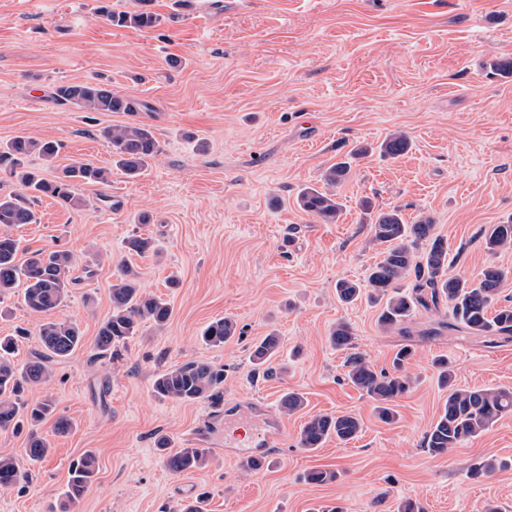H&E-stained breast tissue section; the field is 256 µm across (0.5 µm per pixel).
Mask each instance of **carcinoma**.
Instances as JSON below:
<instances>
[{
  "instance_id": "carcinoma-1",
  "label": "carcinoma",
  "mask_w": 512,
  "mask_h": 512,
  "mask_svg": "<svg viewBox=\"0 0 512 512\" xmlns=\"http://www.w3.org/2000/svg\"><path fill=\"white\" fill-rule=\"evenodd\" d=\"M141 8L116 12L108 0H99L96 14L111 25L143 28L158 23V17L147 9L151 0H139ZM55 99L84 107L89 112H139L145 104L112 92L94 79L56 86ZM112 147V161L126 177L134 178L146 168L159 152L158 141L145 125L114 126L105 130ZM410 143L401 133L388 135L380 144L383 155L397 158L408 152ZM60 151L53 140H35L18 136L0 144V169L18 177L26 190L24 194L0 196V294L24 286L23 302L35 312L44 313L64 306L69 288L75 283L72 273L76 260L68 251L46 253L35 250L23 262L17 261L19 244L8 232L17 224L37 222L33 200L51 197L65 206H80L83 200L75 189L84 184L101 182L105 169L90 161H74L48 180L39 173L25 169V159L37 154L47 162L54 161ZM350 175V163L340 161L330 165L322 176L323 187L307 186L296 197L304 212L325 223L338 220L342 203L337 201L335 188ZM374 238L386 245L382 259L368 276V297L376 302L385 300L378 315L379 326L385 331L408 333L406 322L417 309L428 311L448 305V321L439 325L452 330L463 329L473 336L495 342L512 338V305H503L489 312L496 301L505 278L497 267L484 268L477 277L467 279L449 271L448 246L434 235V224L429 218L413 224L404 222L401 212L394 208L381 212L372 224ZM483 244L489 252L512 246V222L491 224L484 229ZM427 242L422 256L414 248ZM129 249L139 255L155 252V240L141 235L128 240ZM415 282L411 292L405 293L399 282L409 274ZM338 298L352 303L360 298L362 289L351 282H341L336 288ZM112 315L100 326L94 340L96 355L103 357L112 348L136 335L144 323L157 327L167 324L172 309L160 298L145 294L136 283V274L123 265L116 284L112 287ZM240 334L237 323L224 317L209 324L202 340L209 346H222ZM38 338L41 350L31 353L24 364L17 365L13 355L17 341L11 336L0 338V430L21 427L43 421L54 413L50 400L33 404L21 401L20 394L28 385L47 382L53 374V364L64 361L82 345L83 336L78 326L67 320H51L40 325ZM334 347L347 352L344 363L345 377L355 388L364 392L375 403L378 418L386 423L395 418L394 403L410 388V378L405 364L412 357V350L403 347L393 359V372L378 371L363 355L352 351L353 332L346 322H339L330 334ZM280 345L276 334L271 333L257 342L251 352L253 363L266 366V372L275 373L273 362L279 356ZM438 383L448 390L443 411L431 425L424 438L427 451L433 456L443 455L488 430L501 417L512 413V391L489 387L462 388L454 383L450 363L441 359ZM224 386V367L205 361L190 360L175 364L158 373L152 389L156 397L180 402L217 399ZM305 399L298 392H287L281 399L284 412L293 414L304 407ZM360 419L350 413L314 415L301 427L298 434L300 447L306 450L320 448L329 439L347 443L360 433ZM156 447L161 452L165 467L173 474L201 469L207 462L204 448L185 446L170 447V440L160 436ZM51 454L47 440L37 433L30 434L24 456L32 462H42ZM97 472L96 457L87 452L71 466L68 497L78 501L92 483ZM338 472L313 469L306 473L305 481L321 485L335 481ZM29 472L20 459L0 457V489L25 484Z\"/></svg>"
}]
</instances>
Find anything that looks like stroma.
Instances as JSON below:
<instances>
[{
  "instance_id": "stroma-1",
  "label": "stroma",
  "mask_w": 512,
  "mask_h": 512,
  "mask_svg": "<svg viewBox=\"0 0 512 512\" xmlns=\"http://www.w3.org/2000/svg\"><path fill=\"white\" fill-rule=\"evenodd\" d=\"M97 3L0 0V143L20 135L59 142L54 163L27 160L48 179L77 158L110 171L106 182L77 188L83 206L43 196L34 204L39 223L11 229L19 257L68 250L83 274L47 314L28 310L21 289L0 296V336L29 330L24 361L40 348L39 325L65 318L84 343L25 394L51 398L72 429L39 426L52 453L31 465L25 488L0 489V512H181L203 492L207 512H398L407 500L425 512H484L489 502L512 512V414L446 454L423 447L448 395L435 359L451 360L458 386L512 389V340L488 344L442 328L444 307L416 312L408 334L386 332L379 305L336 297L338 282L366 286L384 250L372 225L396 207L407 223L432 219L451 273L504 270L499 298L512 301V247L491 253L481 237L512 221V75L491 68L512 57V0H189L178 10L153 0L160 21L149 28L110 25ZM90 77L146 110L88 112L54 99L58 84ZM128 123L148 125L159 143L132 180L113 169L104 137ZM397 130L410 150L381 155ZM360 146L369 154L353 157ZM346 159L336 223L303 212L298 192L321 186L325 169ZM138 234L156 239L159 256L129 251ZM122 260L173 315L164 327L143 326L109 360L95 356L93 342L112 314V268ZM224 316L242 336L203 344V328ZM339 321L376 370H391L400 348L413 350L411 387L393 423L345 380L346 353L329 341ZM273 331L286 369L269 377L250 354ZM187 360L223 366L225 405L271 410L282 439L266 448L269 466L242 471L209 402L155 397L154 375ZM293 390L306 406L288 415L280 399ZM339 412L360 418L354 440L300 448L309 416ZM160 435L175 448L207 449L206 466L171 474L156 449ZM89 451L98 472L73 504L70 468ZM490 457L500 469L469 477L470 464ZM314 468L339 476L306 483Z\"/></svg>"
}]
</instances>
